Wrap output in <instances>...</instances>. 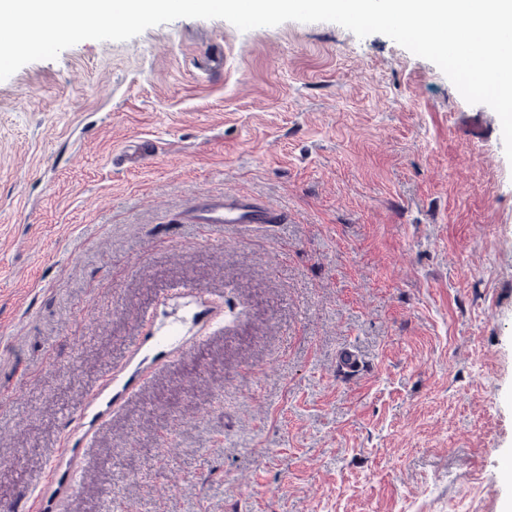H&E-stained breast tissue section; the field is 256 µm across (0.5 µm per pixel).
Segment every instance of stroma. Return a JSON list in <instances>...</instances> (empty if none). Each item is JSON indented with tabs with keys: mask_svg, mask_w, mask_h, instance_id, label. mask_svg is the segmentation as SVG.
<instances>
[{
	"mask_svg": "<svg viewBox=\"0 0 512 512\" xmlns=\"http://www.w3.org/2000/svg\"><path fill=\"white\" fill-rule=\"evenodd\" d=\"M226 193L288 218L195 222ZM0 512H512L498 115L330 22L182 18L0 81Z\"/></svg>",
	"mask_w": 512,
	"mask_h": 512,
	"instance_id": "1",
	"label": "stroma"
}]
</instances>
